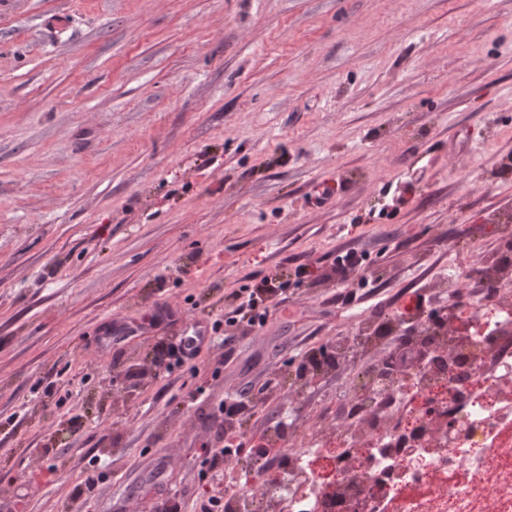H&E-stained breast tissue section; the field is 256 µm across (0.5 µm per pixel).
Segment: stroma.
<instances>
[{"label":"stroma","instance_id":"obj_1","mask_svg":"<svg viewBox=\"0 0 512 512\" xmlns=\"http://www.w3.org/2000/svg\"><path fill=\"white\" fill-rule=\"evenodd\" d=\"M510 219L512 0H0V512L223 490L202 446L226 396L255 441L335 407L348 372L278 385L356 320L442 312L433 281ZM265 279L287 300L261 330L152 371ZM365 256L354 250L345 251L337 255L334 273L336 275V283L342 286L338 295V301L347 305L352 303L357 297V291L350 289V276L358 272L364 265Z\"/></svg>","mask_w":512,"mask_h":512}]
</instances>
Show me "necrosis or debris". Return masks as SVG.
<instances>
[{"instance_id":"4bbe7bcc","label":"necrosis or debris","mask_w":512,"mask_h":512,"mask_svg":"<svg viewBox=\"0 0 512 512\" xmlns=\"http://www.w3.org/2000/svg\"><path fill=\"white\" fill-rule=\"evenodd\" d=\"M495 230L493 265L471 258L468 276L452 269L442 282L455 301L478 280L490 300L423 321L410 341L425 355L397 373L360 360L398 324L360 320L333 345L358 370L335 418L277 430L266 473L242 451L247 486L225 489L224 512H512V224Z\"/></svg>"}]
</instances>
